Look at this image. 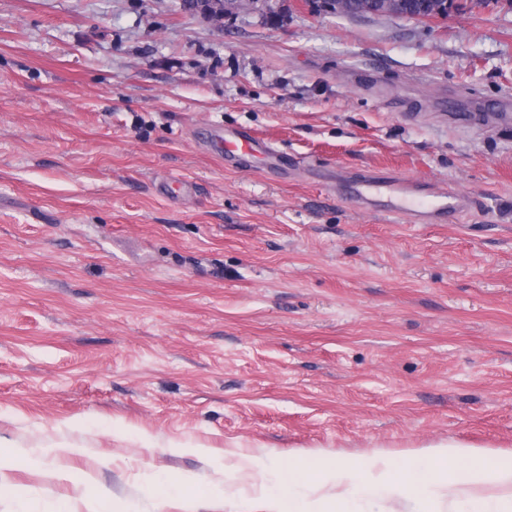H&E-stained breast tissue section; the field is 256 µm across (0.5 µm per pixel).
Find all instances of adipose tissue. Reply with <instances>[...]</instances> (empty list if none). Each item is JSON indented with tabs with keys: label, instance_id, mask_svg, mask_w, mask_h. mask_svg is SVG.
<instances>
[{
	"label": "adipose tissue",
	"instance_id": "obj_1",
	"mask_svg": "<svg viewBox=\"0 0 512 512\" xmlns=\"http://www.w3.org/2000/svg\"><path fill=\"white\" fill-rule=\"evenodd\" d=\"M405 465L366 454L355 460L302 475L296 466L253 457L257 475L277 473L269 512H352L354 498L406 497L418 512H433L436 497L448 500L451 512H512V464L448 441L411 449Z\"/></svg>",
	"mask_w": 512,
	"mask_h": 512
}]
</instances>
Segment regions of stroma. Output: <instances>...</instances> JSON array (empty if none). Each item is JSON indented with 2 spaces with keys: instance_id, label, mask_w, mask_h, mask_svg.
<instances>
[{
  "instance_id": "35a3bbf8",
  "label": "stroma",
  "mask_w": 512,
  "mask_h": 512,
  "mask_svg": "<svg viewBox=\"0 0 512 512\" xmlns=\"http://www.w3.org/2000/svg\"><path fill=\"white\" fill-rule=\"evenodd\" d=\"M512 0L421 23L0 0V512H260L247 458L512 461ZM240 128L284 167L233 166ZM471 196L412 224L343 187ZM190 474L224 495L152 497ZM216 149L224 154V163H237L240 159L262 151L270 160H276V152L264 142H260L252 133L237 129L224 128L213 138Z\"/></svg>"
}]
</instances>
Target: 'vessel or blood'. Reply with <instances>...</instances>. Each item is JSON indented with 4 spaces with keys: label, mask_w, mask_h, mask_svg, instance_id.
<instances>
[{
    "label": "vessel or blood",
    "mask_w": 512,
    "mask_h": 512,
    "mask_svg": "<svg viewBox=\"0 0 512 512\" xmlns=\"http://www.w3.org/2000/svg\"><path fill=\"white\" fill-rule=\"evenodd\" d=\"M213 141L216 149L223 153L225 162L229 164L257 151L265 153L271 159L276 156L267 143L259 141L252 133L237 128L217 132ZM349 193L357 202L366 206L372 205L378 196H387L390 199L388 213L409 215L422 223L428 222L435 215L456 218L461 209L460 198L456 193L444 192L436 200L423 203L412 199L411 183L397 180H361L350 186Z\"/></svg>",
    "instance_id": "obj_1"
}]
</instances>
